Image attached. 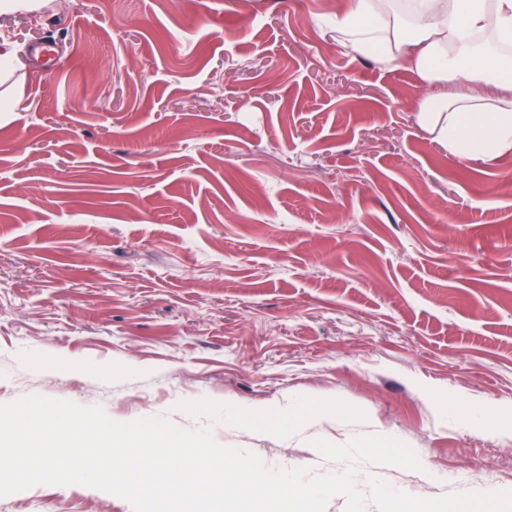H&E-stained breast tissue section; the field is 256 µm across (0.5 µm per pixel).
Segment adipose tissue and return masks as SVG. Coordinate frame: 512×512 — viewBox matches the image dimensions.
Masks as SVG:
<instances>
[{"label": "adipose tissue", "mask_w": 512, "mask_h": 512, "mask_svg": "<svg viewBox=\"0 0 512 512\" xmlns=\"http://www.w3.org/2000/svg\"><path fill=\"white\" fill-rule=\"evenodd\" d=\"M329 29L343 47L417 73L428 90L411 111L433 142L484 163L512 150V55L501 51L512 0H345Z\"/></svg>", "instance_id": "ef3b65f1"}]
</instances>
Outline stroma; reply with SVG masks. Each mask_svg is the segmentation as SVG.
Listing matches in <instances>:
<instances>
[{
  "label": "stroma",
  "instance_id": "stroma-1",
  "mask_svg": "<svg viewBox=\"0 0 512 512\" xmlns=\"http://www.w3.org/2000/svg\"><path fill=\"white\" fill-rule=\"evenodd\" d=\"M340 5L0 13L22 90L0 111V403L165 418L270 468L350 470L364 512L481 491L512 512V151L478 164L432 142L416 73L338 45ZM46 41L58 65L35 59ZM305 403L285 437L252 415ZM363 435L421 470L312 445ZM0 512L134 509L71 484Z\"/></svg>",
  "mask_w": 512,
  "mask_h": 512
}]
</instances>
